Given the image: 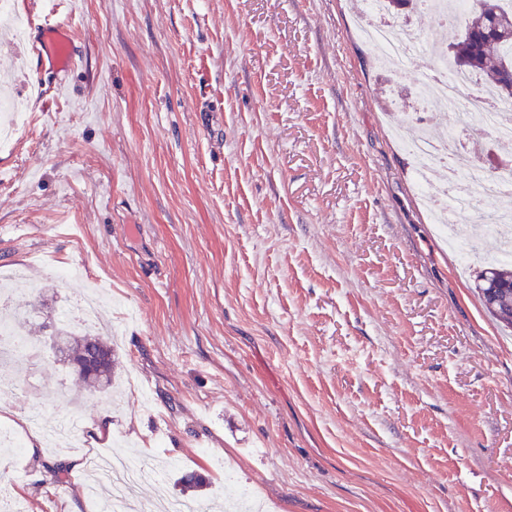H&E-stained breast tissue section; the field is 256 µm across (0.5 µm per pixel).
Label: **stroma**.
I'll return each instance as SVG.
<instances>
[{
    "label": "stroma",
    "mask_w": 512,
    "mask_h": 512,
    "mask_svg": "<svg viewBox=\"0 0 512 512\" xmlns=\"http://www.w3.org/2000/svg\"><path fill=\"white\" fill-rule=\"evenodd\" d=\"M57 3L81 61L61 92L30 58L43 96L0 152V274L53 317L99 294L118 392L37 337L28 371L0 361V407L25 385L40 426L82 442L0 456L21 512H101L89 460L120 444L149 508L224 512L229 467L265 512H512V329L473 277L498 242L449 249L395 135L429 49L390 73L355 0ZM461 140L480 167L512 158L484 125Z\"/></svg>",
    "instance_id": "35a3bbf8"
}]
</instances>
